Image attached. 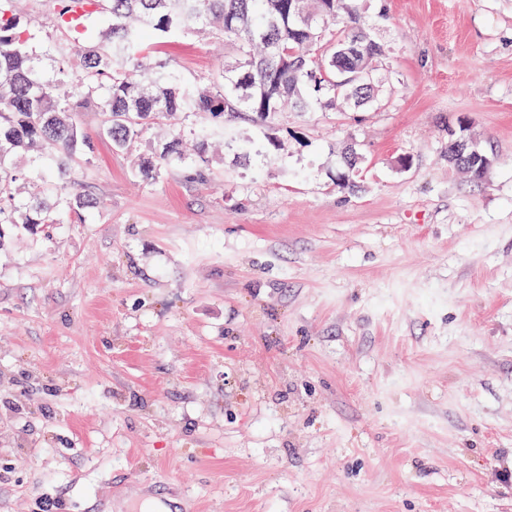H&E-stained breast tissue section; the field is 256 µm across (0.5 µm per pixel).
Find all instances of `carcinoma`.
<instances>
[{
    "instance_id": "cac0c4a2",
    "label": "carcinoma",
    "mask_w": 512,
    "mask_h": 512,
    "mask_svg": "<svg viewBox=\"0 0 512 512\" xmlns=\"http://www.w3.org/2000/svg\"><path fill=\"white\" fill-rule=\"evenodd\" d=\"M103 6L107 27L95 45L72 65L58 59L55 77L34 66L31 22L0 2V241L6 228L22 225L34 234L60 223L63 211L92 208L97 201L72 179L75 166L89 160L91 138L75 113L92 103L104 116L101 134L115 151L131 149L160 118H180L169 136L137 161L151 180L174 165L208 163L213 140L237 135L224 128V114L246 115L257 135L245 154L276 155L283 143L275 133L282 112L347 110L379 104L388 76L383 46L360 25L358 0H92ZM198 26L211 29L235 51L222 82L188 87L168 61L139 51L141 37L162 42ZM34 151L49 167L42 189L16 197L13 186L27 173L11 165L17 152ZM362 157L350 146L341 156L336 180L355 187Z\"/></svg>"
}]
</instances>
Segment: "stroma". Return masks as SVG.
<instances>
[{
    "label": "stroma",
    "instance_id": "stroma-1",
    "mask_svg": "<svg viewBox=\"0 0 512 512\" xmlns=\"http://www.w3.org/2000/svg\"><path fill=\"white\" fill-rule=\"evenodd\" d=\"M11 7L53 70L56 0ZM358 7L387 102L281 113L282 160L147 181L168 122L117 152L78 114L96 207L0 245V512H512V0ZM143 49L189 84L233 56ZM461 132L483 181L448 165ZM449 146L457 154V156H459L460 158H462L464 160H468L473 163L481 161V166L478 167L474 171V177L478 180H482L484 178L486 168L491 165V162L487 157H485L484 155H482L479 152V149L476 147V145L473 143V141H470L469 139L463 138L460 136L457 139H455L453 142H451L449 144ZM464 154H466V156H464ZM448 164H450L458 172L467 175L472 180L478 181V180L473 179L471 174L467 173L464 170L457 168L455 166L454 161L450 157L449 152H448ZM362 157L354 146H349L341 156L340 165L336 172V180L343 188L352 189L356 187V177L359 173V165Z\"/></svg>",
    "mask_w": 512,
    "mask_h": 512
}]
</instances>
